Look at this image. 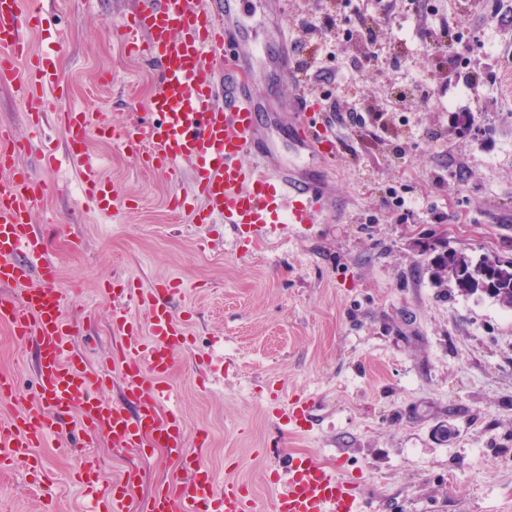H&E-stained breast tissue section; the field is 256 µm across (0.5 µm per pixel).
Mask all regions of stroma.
Listing matches in <instances>:
<instances>
[{
	"label": "stroma",
	"instance_id": "35a3bbf8",
	"mask_svg": "<svg viewBox=\"0 0 512 512\" xmlns=\"http://www.w3.org/2000/svg\"><path fill=\"white\" fill-rule=\"evenodd\" d=\"M137 0H48L57 21L67 86L55 111L106 115L112 136L89 150L116 191L117 211L87 208L82 164L61 136L39 202L48 252L60 270L64 307L81 320L74 352L97 369L112 342V289L181 282L174 300L194 344L178 353L168 382L188 448L206 435L204 459L218 482L244 486L271 508L275 472L289 455L335 465L365 492L364 512H512V309L437 283L435 249L512 258V0H354L375 19L374 41L336 0H241L252 40L287 29L301 71L268 96L266 133L278 158L297 162L288 102L306 93L334 139L325 150L337 215L297 232L193 223L201 201L168 210L173 186L117 134L144 118L151 63L128 53L110 29ZM353 7V8H354ZM337 23L319 24L320 15ZM448 21L458 64L434 70L402 42L426 39ZM416 94L396 103L398 89ZM379 115L378 137L336 122L340 111ZM0 130L20 141L18 166L42 172L43 146L0 83ZM112 289H105V282ZM38 355L0 323V371L30 399ZM313 405L291 433L275 408ZM61 433L41 464L0 472V512H83L74 452ZM104 483L138 470L130 503L171 479L164 449L92 450Z\"/></svg>",
	"mask_w": 512,
	"mask_h": 512
}]
</instances>
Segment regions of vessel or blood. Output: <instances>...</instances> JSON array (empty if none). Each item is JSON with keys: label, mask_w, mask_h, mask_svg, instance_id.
<instances>
[{"label": "vessel or blood", "mask_w": 512, "mask_h": 512, "mask_svg": "<svg viewBox=\"0 0 512 512\" xmlns=\"http://www.w3.org/2000/svg\"><path fill=\"white\" fill-rule=\"evenodd\" d=\"M238 0H138L136 11L113 33L132 49L145 52L156 71V90L148 106L152 124L128 130L123 146L143 148L149 165L176 186L169 205L181 211L188 196L200 197V224L257 226L319 224L333 208L326 177L315 164L321 137L303 116L307 102L292 100L302 115L294 144L306 156L304 167L278 164L262 131L260 86L246 74L249 40ZM44 0H0V81L17 86L31 134L54 119L71 151L83 159V196L100 212L115 206L116 195L100 177L86 152L91 133L105 136L106 122L91 125L88 113L71 110L48 116L40 107L45 92L63 88L56 52L35 51L32 32L51 33ZM233 48L236 65L217 75L212 58ZM17 143L0 135V321L15 337L35 345L38 381L32 403L19 407L12 375L0 372V401L15 412L0 417V468L37 462L36 450L48 438L77 424L87 440L112 439L126 450L150 445L165 449L179 470L158 484L142 512H258L257 505L233 483L218 484L200 453L188 451L177 411L164 409L171 397L165 382L178 351L188 349L185 327L172 300L177 283L127 289L112 307L114 341L107 357L118 370L124 401L114 404L101 392L105 377L91 371L73 353L69 339L81 327L64 311L60 275L50 259L44 235L36 228V209L48 190L46 179L19 168ZM192 168L190 192L180 184ZM142 309L146 331L134 315ZM283 490L274 512H363L356 485L308 455H290ZM88 512H130L124 491L103 486L98 466L78 474Z\"/></svg>", "instance_id": "b4317fda"}]
</instances>
